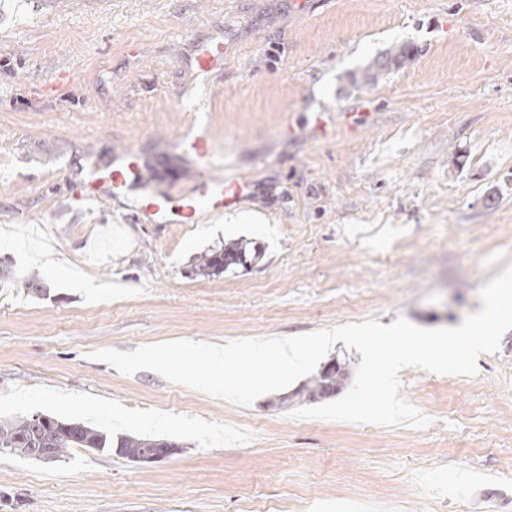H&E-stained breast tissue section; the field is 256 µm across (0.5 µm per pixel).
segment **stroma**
Instances as JSON below:
<instances>
[{
	"mask_svg": "<svg viewBox=\"0 0 512 512\" xmlns=\"http://www.w3.org/2000/svg\"><path fill=\"white\" fill-rule=\"evenodd\" d=\"M224 44L202 119L253 224L141 222L80 200L135 147L184 180L178 96L196 40ZM413 61L372 85L385 50ZM64 91L42 83L59 71ZM243 242L249 268L192 273ZM53 248L60 264H34ZM512 264V0H0V420L73 419L175 442L153 464L0 452V512H512V330L473 376L417 369L429 426L291 418L90 359L179 339L286 338L373 318L456 327ZM414 50V47L407 44L389 49L374 57L365 68L348 74L347 79L352 85L375 83L381 75L403 68L407 62L412 61Z\"/></svg>",
	"mask_w": 512,
	"mask_h": 512,
	"instance_id": "obj_1",
	"label": "stroma"
}]
</instances>
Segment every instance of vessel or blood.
I'll return each instance as SVG.
<instances>
[{
    "label": "vessel or blood",
    "instance_id": "1",
    "mask_svg": "<svg viewBox=\"0 0 512 512\" xmlns=\"http://www.w3.org/2000/svg\"><path fill=\"white\" fill-rule=\"evenodd\" d=\"M223 72V43L197 41L191 78L210 89ZM178 148L181 161L191 171L182 190L165 183L131 146L115 154L113 161L91 168L83 182L82 199L113 203L136 194L147 200L144 219L156 224H193L200 214L220 215L239 202L240 192L230 190L223 167L212 161L217 147L207 130L189 128Z\"/></svg>",
    "mask_w": 512,
    "mask_h": 512
}]
</instances>
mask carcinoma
Masks as SVG:
<instances>
[{
  "label": "carcinoma",
  "instance_id": "cac0c4a2",
  "mask_svg": "<svg viewBox=\"0 0 512 512\" xmlns=\"http://www.w3.org/2000/svg\"><path fill=\"white\" fill-rule=\"evenodd\" d=\"M414 56V47L410 45L394 47L374 57L365 68L348 74L347 79L353 85L375 83L381 75L404 67L407 62L414 59ZM246 262V248L238 244L230 246L220 253H205L198 256L194 268L199 276L215 277L223 274L232 265L244 266ZM31 421L30 417L15 421H0V449L7 451L11 448H26L35 444L53 449L55 455L61 458L72 448L91 446L120 455L125 448H153L169 445L166 440L147 436L120 435L114 437L83 422L80 423L75 434L61 431L39 442L33 437Z\"/></svg>",
  "mask_w": 512,
  "mask_h": 512
}]
</instances>
